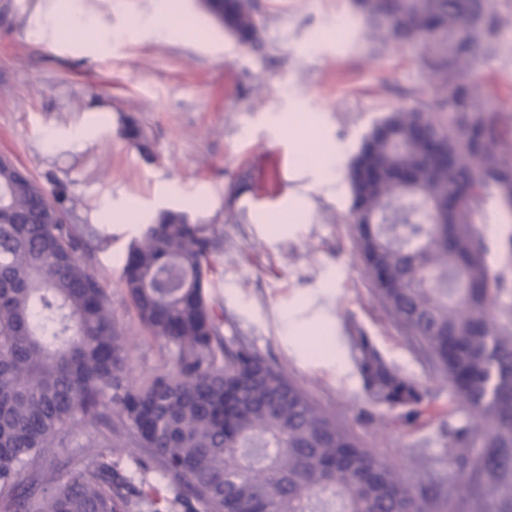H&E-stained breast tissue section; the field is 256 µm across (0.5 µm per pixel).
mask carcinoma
I'll return each instance as SVG.
<instances>
[{
  "instance_id": "cac0c4a2",
  "label": "carcinoma",
  "mask_w": 512,
  "mask_h": 512,
  "mask_svg": "<svg viewBox=\"0 0 512 512\" xmlns=\"http://www.w3.org/2000/svg\"><path fill=\"white\" fill-rule=\"evenodd\" d=\"M212 6L240 42H262L253 0ZM352 6L381 40L420 44L444 86L437 111L395 109L364 135L349 161L350 219L380 295L468 406L448 444L479 507L512 493V307L479 220L491 196L512 211V142L472 78L501 21L492 0ZM211 245L207 225L168 210L130 247L121 279L137 318L174 348L172 370L134 380L99 273L52 223L44 188L0 161V512H130L108 461L119 444L143 449L140 467L157 462L203 512H431L432 489L371 459L281 366L221 336L204 293ZM356 350L371 402L421 401L366 337ZM87 423L96 456L38 468Z\"/></svg>"
}]
</instances>
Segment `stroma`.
<instances>
[{
    "label": "stroma",
    "mask_w": 512,
    "mask_h": 512,
    "mask_svg": "<svg viewBox=\"0 0 512 512\" xmlns=\"http://www.w3.org/2000/svg\"><path fill=\"white\" fill-rule=\"evenodd\" d=\"M47 0H11L0 17V155L48 192L102 277L112 320L130 341L129 365L144 379L173 365V349L140 325L120 275L131 244L160 212L215 228L216 271L205 283L223 337L239 336L280 365L380 463L408 483L434 487L435 512H475L460 494L462 471L446 429L467 407L452 380L402 329L367 275L349 218L348 184L305 190L290 140L266 130L292 99L354 153L372 123L401 107H434L442 91L416 44L380 45L355 22L350 0H257L263 46L240 43L201 0H185L191 31L172 38L149 26L162 0H57L73 18L63 39H38L33 17ZM498 52L475 72L502 110L512 138V0H496ZM150 144L142 151L133 131ZM282 185L256 182L267 156ZM303 196L296 224L258 223L261 212ZM138 212L117 223L114 205ZM501 266L512 214L489 199L481 216ZM377 352L425 393L415 422L401 407L368 400L352 347ZM135 448L112 451L144 512H200L158 467L140 471Z\"/></svg>",
    "instance_id": "35a3bbf8"
}]
</instances>
